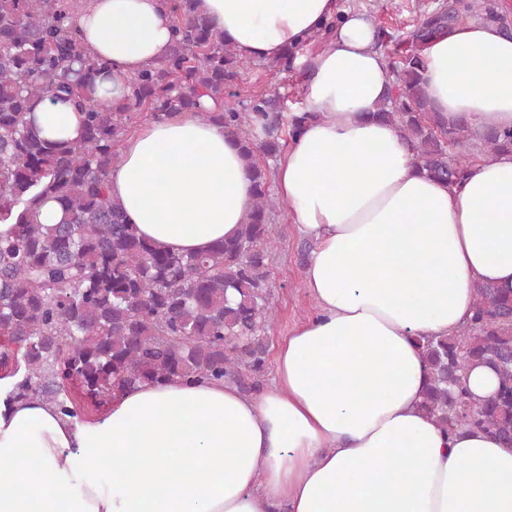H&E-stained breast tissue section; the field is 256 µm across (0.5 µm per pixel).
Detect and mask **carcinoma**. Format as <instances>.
Segmentation results:
<instances>
[{"label": "carcinoma", "instance_id": "cac0c4a2", "mask_svg": "<svg viewBox=\"0 0 512 512\" xmlns=\"http://www.w3.org/2000/svg\"><path fill=\"white\" fill-rule=\"evenodd\" d=\"M164 4L175 16L169 55L132 76L129 95L105 108L95 81L110 64L82 42L77 0H0V224L11 225L0 235V368L7 376L24 371L17 396L77 419L142 383L229 380L256 392L266 364L276 207L266 159L281 153L284 122L292 134L312 113L289 118L269 97L224 104L226 85L247 62L195 12L194 0ZM466 17L503 23L489 0H446L420 18L408 47L389 48L382 28L376 42L395 56L394 93L377 115L410 143L418 169L450 187L464 181L470 149L512 147V128L490 127L474 143L465 121L445 120L424 95L423 47ZM45 100L81 114L79 139L40 137L31 116ZM181 111L224 125L253 183L238 235L202 254L143 238L108 190L117 146L141 114L150 121ZM47 201L62 209L56 224L42 223ZM420 346L430 369L424 412L446 433L481 430L512 448V290L478 286L468 323ZM475 361L498 375L488 400L467 385Z\"/></svg>", "mask_w": 512, "mask_h": 512}]
</instances>
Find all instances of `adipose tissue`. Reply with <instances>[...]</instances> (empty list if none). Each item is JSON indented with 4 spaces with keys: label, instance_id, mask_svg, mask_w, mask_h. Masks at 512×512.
<instances>
[{
    "label": "adipose tissue",
    "instance_id": "adipose-tissue-1",
    "mask_svg": "<svg viewBox=\"0 0 512 512\" xmlns=\"http://www.w3.org/2000/svg\"><path fill=\"white\" fill-rule=\"evenodd\" d=\"M247 60L297 57L302 122L279 159L276 197L315 248L316 305L277 346L255 396L228 382L143 383L77 421L0 379V512H512V448L444 433L420 409L422 336H451L475 288L512 289V150L481 156L465 183L421 174L395 125L374 114L393 85L376 30L339 0H195ZM162 0H87L76 21L110 61L109 93L164 59ZM423 89L472 138L512 127V36L470 17L422 50ZM42 137L74 140L80 115L49 100ZM108 188L143 237L179 253L234 236L253 187L236 140L192 112L144 124L119 147Z\"/></svg>",
    "mask_w": 512,
    "mask_h": 512
}]
</instances>
